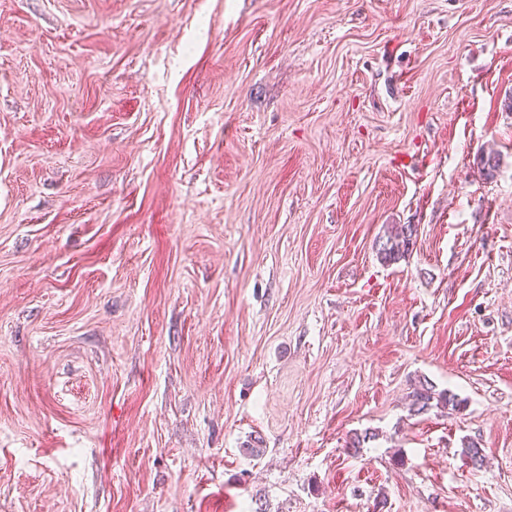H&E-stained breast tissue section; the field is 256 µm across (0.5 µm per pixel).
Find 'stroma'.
<instances>
[{
  "label": "stroma",
  "instance_id": "1",
  "mask_svg": "<svg viewBox=\"0 0 512 512\" xmlns=\"http://www.w3.org/2000/svg\"><path fill=\"white\" fill-rule=\"evenodd\" d=\"M511 97L512 0H0V512H512ZM417 227L413 224L391 225L375 241L378 257L384 263H396L412 253L417 242ZM434 402H436L434 404ZM461 402L449 391L436 392L433 385L422 384L415 388L412 394V410L416 413L427 411L432 406L456 409Z\"/></svg>",
  "mask_w": 512,
  "mask_h": 512
}]
</instances>
